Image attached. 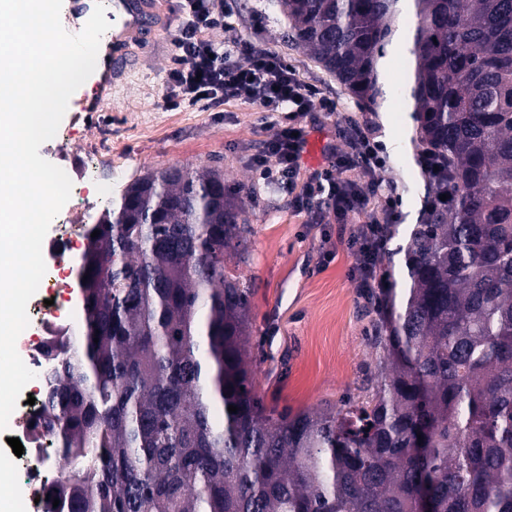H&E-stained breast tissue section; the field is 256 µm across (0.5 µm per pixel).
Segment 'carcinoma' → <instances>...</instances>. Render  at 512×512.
I'll return each instance as SVG.
<instances>
[{"mask_svg":"<svg viewBox=\"0 0 512 512\" xmlns=\"http://www.w3.org/2000/svg\"><path fill=\"white\" fill-rule=\"evenodd\" d=\"M273 6L368 111L412 114L441 161L427 196H451L408 225L401 286L365 296L375 384L267 410L250 283L226 265L247 262L241 202L219 166L147 173L85 231L80 335L43 348L60 476L42 510L418 512L425 486L434 512H512V0Z\"/></svg>","mask_w":512,"mask_h":512,"instance_id":"1","label":"carcinoma"}]
</instances>
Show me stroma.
Masks as SVG:
<instances>
[{
	"mask_svg": "<svg viewBox=\"0 0 512 512\" xmlns=\"http://www.w3.org/2000/svg\"><path fill=\"white\" fill-rule=\"evenodd\" d=\"M224 10L239 36L267 44L336 103L334 114L312 112L300 120L309 132L299 161L301 177L325 167L327 145L351 122L366 124L385 145L389 159L378 177L398 197L400 219L379 267L389 280H398L403 227L419 223L427 189L410 113L364 111L320 66L291 49L287 22L268 0H224ZM179 25L178 18H170L142 63L113 88L103 111H83L85 91L77 89L55 137L41 145L40 155L62 168L73 184L63 216L52 220L47 237H59L69 223H96L112 200L145 173L176 165H222L226 182L242 188L252 228L251 260L238 271L252 288L248 364L257 396L267 410L294 414L357 397L374 375L375 355L368 341L372 317L349 277L357 261L348 246L355 227L330 217L308 223L294 212L288 195L253 170L254 157L277 130L265 113L237 101L164 108V83L178 63ZM56 475V460L21 455L9 475L12 512H38L31 491Z\"/></svg>",
	"mask_w": 512,
	"mask_h": 512,
	"instance_id": "obj_1",
	"label": "stroma"
}]
</instances>
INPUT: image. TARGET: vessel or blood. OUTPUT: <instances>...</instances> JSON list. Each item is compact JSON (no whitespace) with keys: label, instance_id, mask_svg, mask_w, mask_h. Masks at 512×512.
<instances>
[{"label":"vessel or blood","instance_id":"1","mask_svg":"<svg viewBox=\"0 0 512 512\" xmlns=\"http://www.w3.org/2000/svg\"><path fill=\"white\" fill-rule=\"evenodd\" d=\"M105 9L113 26L100 46V65L90 77L91 94L85 105L89 112L100 111L108 88L139 64L131 44L149 42L159 32L153 0H105Z\"/></svg>","mask_w":512,"mask_h":512}]
</instances>
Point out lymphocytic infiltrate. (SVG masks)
I'll list each match as a JSON object with an SVG mask.
<instances>
[{"mask_svg": "<svg viewBox=\"0 0 512 512\" xmlns=\"http://www.w3.org/2000/svg\"><path fill=\"white\" fill-rule=\"evenodd\" d=\"M181 20L175 42L180 65L171 70L162 96L164 107L178 109L198 101H239L282 117L277 133L254 162L262 179L292 195L299 213H323L339 224L351 218L362 223L350 239L357 263L350 279L358 288H381L385 280L378 259L399 213L393 194H381L375 179L386 161L379 146L363 131L329 145L327 167L297 184L299 158L307 142L297 119L334 105L318 98L288 62L270 48L238 36L216 40L226 29L224 0H176Z\"/></svg>", "mask_w": 512, "mask_h": 512, "instance_id": "1", "label": "lymphocytic infiltrate"}]
</instances>
